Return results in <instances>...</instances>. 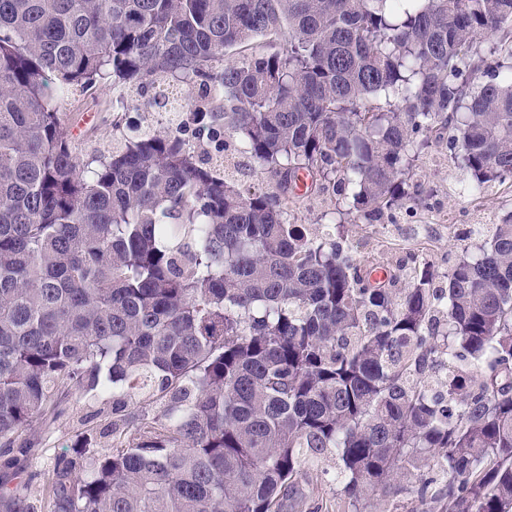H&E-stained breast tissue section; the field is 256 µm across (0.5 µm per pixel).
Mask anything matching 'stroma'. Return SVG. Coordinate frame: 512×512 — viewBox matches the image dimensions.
<instances>
[{
    "label": "stroma",
    "instance_id": "obj_1",
    "mask_svg": "<svg viewBox=\"0 0 512 512\" xmlns=\"http://www.w3.org/2000/svg\"><path fill=\"white\" fill-rule=\"evenodd\" d=\"M112 93L102 90L98 98H80L63 120L72 143L84 153L107 146L112 140ZM467 175L457 167L447 143L432 142L415 161L409 180L410 188L430 193L428 207L417 210H394L390 222L374 226L344 224L350 241L367 259L394 242L408 243L418 234L428 233L429 260L439 271H446L450 261L462 250L446 228L454 224H490L512 212V187L492 185L478 195H470L465 186ZM111 400L87 401L72 396L68 413L49 425L37 428L35 445L0 454V475L16 476L29 482L30 492L42 494L48 473L56 459L71 452L78 435L86 430H103L111 417ZM307 492L302 512H353L349 501L340 493L333 472L312 467L304 477Z\"/></svg>",
    "mask_w": 512,
    "mask_h": 512
}]
</instances>
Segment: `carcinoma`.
I'll return each mask as SVG.
<instances>
[{
  "label": "carcinoma",
  "instance_id": "obj_1",
  "mask_svg": "<svg viewBox=\"0 0 512 512\" xmlns=\"http://www.w3.org/2000/svg\"><path fill=\"white\" fill-rule=\"evenodd\" d=\"M182 86L175 127L72 146L75 93ZM432 138L470 192L512 182V0H0V448L112 393V450L83 432L43 507L288 512L331 465L355 512L435 484L442 512H512V214L441 274L285 208L303 173L382 224L425 203ZM236 154L276 191L244 194Z\"/></svg>",
  "mask_w": 512,
  "mask_h": 512
}]
</instances>
